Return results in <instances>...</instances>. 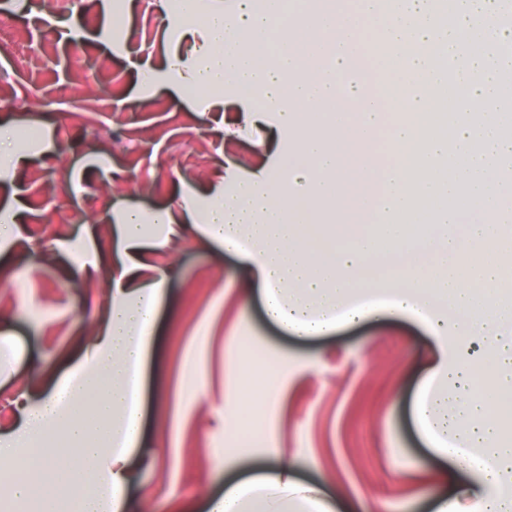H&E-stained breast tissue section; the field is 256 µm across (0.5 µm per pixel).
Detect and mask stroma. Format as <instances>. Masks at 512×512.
<instances>
[{
	"mask_svg": "<svg viewBox=\"0 0 512 512\" xmlns=\"http://www.w3.org/2000/svg\"><path fill=\"white\" fill-rule=\"evenodd\" d=\"M19 38L0 49V125L26 144L24 166L0 172V394L11 405L51 392L80 360L112 299L120 213L146 216L150 267L169 270L151 333L143 431L150 462L129 495L143 512L204 508L224 478L288 449L298 480L319 483L339 507L426 512L452 492L411 419L428 345L408 320L358 323L299 340L269 323L251 274L201 230L175 233L150 215L194 201L205 209L225 174L277 164L289 145L275 114L243 119L143 75L168 50L192 54L168 27L160 0H6ZM65 231H58V223ZM288 359V405L265 399L262 440L224 427V397L253 374L275 379ZM189 369L204 397L169 386Z\"/></svg>",
	"mask_w": 512,
	"mask_h": 512,
	"instance_id": "obj_1",
	"label": "stroma"
}]
</instances>
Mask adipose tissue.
I'll list each match as a JSON object with an SVG mask.
<instances>
[{"label":"adipose tissue","instance_id":"ef3b65f1","mask_svg":"<svg viewBox=\"0 0 512 512\" xmlns=\"http://www.w3.org/2000/svg\"><path fill=\"white\" fill-rule=\"evenodd\" d=\"M180 0L182 29L202 27L205 48L192 62L170 60L167 72H189L195 90L246 89L262 111L278 110L295 137L278 166L225 184L206 210L187 206L209 240L249 268L267 319L299 338L332 334L361 320L408 316L429 339L425 376L412 408L430 454L451 467L446 481L469 474L455 495L431 499L430 512H512V438L489 412L512 391V318L495 288L512 272L498 261L512 236V200L497 188L512 162L502 135L512 114L501 111L512 87L498 73L512 69V26L502 0H308L301 17L283 21V0H237L234 8L201 10ZM370 22L385 64L401 61L395 90L375 96L337 90L334 71L364 70L362 38L349 29ZM465 59L479 75L453 104L420 92L442 86ZM316 81L295 79L300 67ZM403 114L388 142L394 163L382 167L373 146L391 94ZM354 146L359 175L381 195L361 212L375 229L342 223L345 182L338 150ZM457 206H447V198ZM478 222L464 224L468 212ZM432 215L435 236L415 231ZM463 224L460 235L449 233ZM123 269L114 282L102 336L90 344L72 377L47 398L25 406L20 430L0 437V469L13 473L16 501L36 512H128L126 492L142 464L145 366L149 330L162 304L166 272L134 287ZM81 487L72 500L62 489ZM208 512H336L321 487L295 478L288 456L273 450L243 476H229Z\"/></svg>","mask_w":512,"mask_h":512}]
</instances>
